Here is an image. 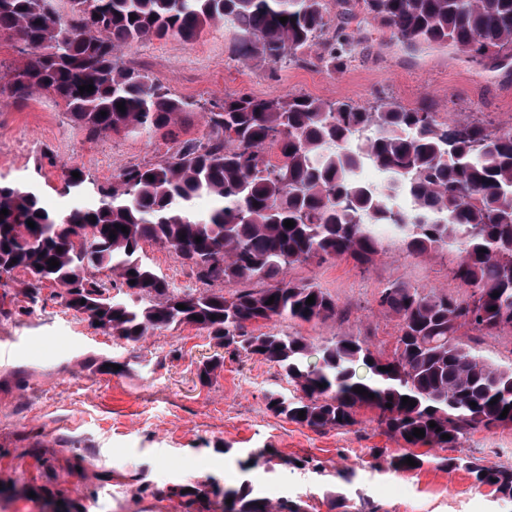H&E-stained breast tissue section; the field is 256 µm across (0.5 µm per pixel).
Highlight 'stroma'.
Listing matches in <instances>:
<instances>
[{"instance_id":"stroma-1","label":"stroma","mask_w":512,"mask_h":512,"mask_svg":"<svg viewBox=\"0 0 512 512\" xmlns=\"http://www.w3.org/2000/svg\"><path fill=\"white\" fill-rule=\"evenodd\" d=\"M324 38L337 28L360 31L361 42L340 72L319 63L242 62L232 34L205 28L194 40L154 39L123 49L125 66L159 78L177 97L207 107L224 98L309 95L360 106L392 100L407 108L430 102L438 120L482 121L512 129V70H490L451 49L411 51L388 28L365 18L356 0H322ZM168 143L148 135L110 134L90 141L52 93L24 102L0 97V178L36 186L47 204L66 213L94 206L91 195L62 190V170L75 165L108 185L126 167L157 163ZM144 259L171 287L201 288L189 266L168 249L144 244ZM456 254H408L401 237L385 235L373 263L331 259L287 273L311 281L345 308L344 318L310 323L271 321L263 330L322 345L339 336L368 338L392 352L398 320L380 307V291L406 283L455 298L467 288L451 274ZM0 314V506L42 512L46 500L68 512H189L183 489L215 479L249 483L255 496L306 503L308 512H512L490 487L463 470L433 466L396 472L391 457L403 441L380 433L375 414L359 410L356 425L317 433L275 416L266 396L289 397L279 369L255 357L225 355L210 382L200 367L215 353L194 326L161 330L131 347L68 309L50 290L30 305L10 289ZM462 344L490 362L512 363V332L462 330ZM269 448L284 464L242 470L251 449ZM487 466H512V427L476 431L454 450ZM352 470L351 484L337 471Z\"/></svg>"}]
</instances>
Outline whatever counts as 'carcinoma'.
<instances>
[{"mask_svg": "<svg viewBox=\"0 0 512 512\" xmlns=\"http://www.w3.org/2000/svg\"><path fill=\"white\" fill-rule=\"evenodd\" d=\"M51 2L0 0V34L29 50L0 94L16 101L54 94L89 140L159 134L176 148L161 162L126 167L107 187L77 166L65 168V192L98 196L94 207L67 214L49 207L38 190L0 179V210L8 209L0 215V270L31 275L19 282L31 304L49 282L66 307L133 347L158 330L203 329L222 349L278 366L297 394L272 392L267 409L316 432L357 424L361 408L376 412L384 434L411 447L455 448L479 429L512 426V366L490 363L458 341L463 328L512 331V130L448 125L427 106L391 101L364 107L241 94L205 113L202 138L181 140L177 129L193 104L171 96L158 78L123 66L122 50L153 39L190 41L220 24L233 30L239 60L297 62L324 30L320 0H68L65 17ZM359 2L404 45L456 48L478 64L512 65V0ZM321 45L316 59L334 69L352 56L355 42L341 28ZM89 84L92 92H79ZM365 165L388 174V185L364 183ZM202 195L213 200L204 215L194 209ZM399 196L410 205H400ZM286 220L294 227H285ZM380 226L401 235L413 255L457 252L451 272L471 293L452 298L404 283L384 288L378 305L399 326L390 355L354 336L314 346L301 336L247 331L260 321L340 317L330 294L283 274L295 264L336 258L368 265L381 249ZM145 243L171 250L206 284L266 287L227 297L221 289L178 292L142 261ZM50 259L59 266L48 269ZM100 269L115 280L96 279L92 271ZM117 286L127 288L124 296L111 293ZM405 396L416 406L402 405ZM415 428L425 436H414ZM408 457L420 468L464 470L512 499V467L412 450L389 465L412 471ZM222 498L232 499L231 512H304L288 500L273 506L246 483L224 489Z\"/></svg>", "mask_w": 512, "mask_h": 512, "instance_id": "carcinoma-1", "label": "carcinoma"}]
</instances>
